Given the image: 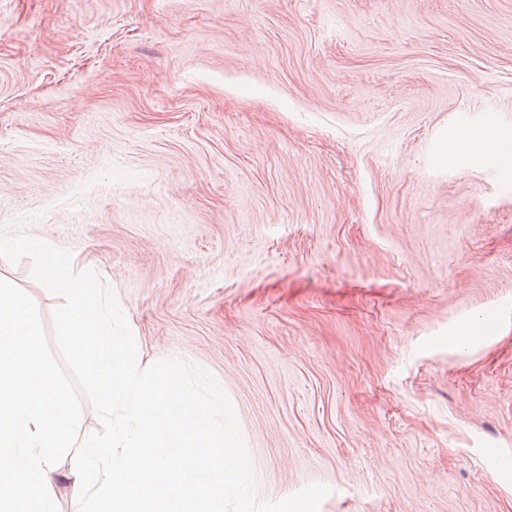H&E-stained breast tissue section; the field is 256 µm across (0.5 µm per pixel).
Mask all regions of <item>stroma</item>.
Here are the masks:
<instances>
[{
  "instance_id": "35a3bbf8",
  "label": "stroma",
  "mask_w": 512,
  "mask_h": 512,
  "mask_svg": "<svg viewBox=\"0 0 512 512\" xmlns=\"http://www.w3.org/2000/svg\"><path fill=\"white\" fill-rule=\"evenodd\" d=\"M467 130L512 132V0H0V226L214 376L263 501L512 512V171Z\"/></svg>"
}]
</instances>
